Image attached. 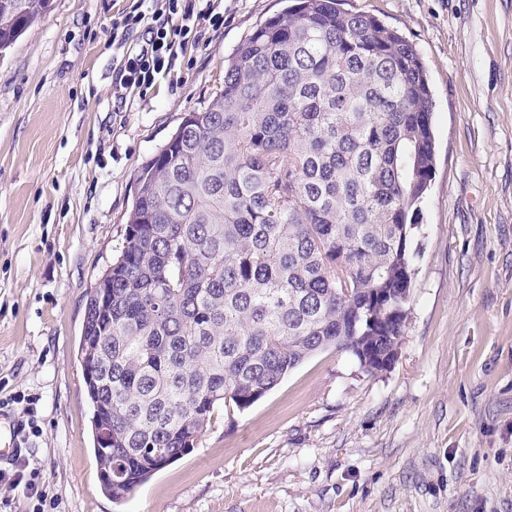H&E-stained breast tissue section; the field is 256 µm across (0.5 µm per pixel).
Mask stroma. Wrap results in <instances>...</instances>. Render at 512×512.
<instances>
[{"label": "stroma", "mask_w": 512, "mask_h": 512, "mask_svg": "<svg viewBox=\"0 0 512 512\" xmlns=\"http://www.w3.org/2000/svg\"><path fill=\"white\" fill-rule=\"evenodd\" d=\"M224 26L113 109L143 29L132 0H51L0 54V402L49 512H512V0H350L419 51L436 166L405 335L387 371L333 348L122 503L102 489L79 343L142 163L224 86V59L284 0H212Z\"/></svg>", "instance_id": "1"}]
</instances>
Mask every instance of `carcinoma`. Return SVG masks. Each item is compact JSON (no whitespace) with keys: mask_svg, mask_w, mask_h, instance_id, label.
<instances>
[{"mask_svg":"<svg viewBox=\"0 0 512 512\" xmlns=\"http://www.w3.org/2000/svg\"><path fill=\"white\" fill-rule=\"evenodd\" d=\"M49 6L0 0V50ZM433 112L416 47L345 0H295L236 46L224 89L138 170L111 293L87 300L113 502L315 353L402 340Z\"/></svg>","mask_w":512,"mask_h":512,"instance_id":"1","label":"carcinoma"}]
</instances>
